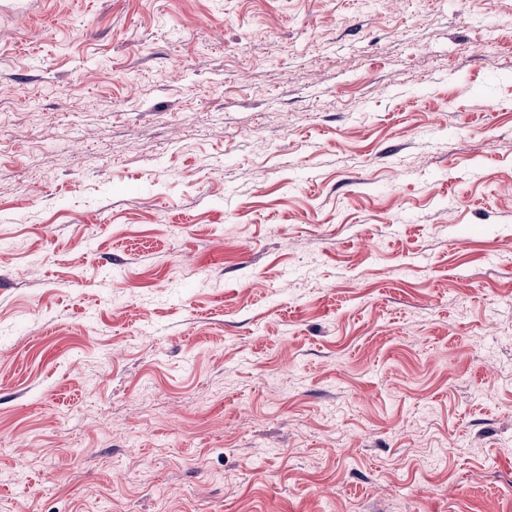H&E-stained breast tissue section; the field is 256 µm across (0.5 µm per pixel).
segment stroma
<instances>
[{"instance_id": "35a3bbf8", "label": "stroma", "mask_w": 512, "mask_h": 512, "mask_svg": "<svg viewBox=\"0 0 512 512\" xmlns=\"http://www.w3.org/2000/svg\"><path fill=\"white\" fill-rule=\"evenodd\" d=\"M512 0H0V512H512Z\"/></svg>"}]
</instances>
